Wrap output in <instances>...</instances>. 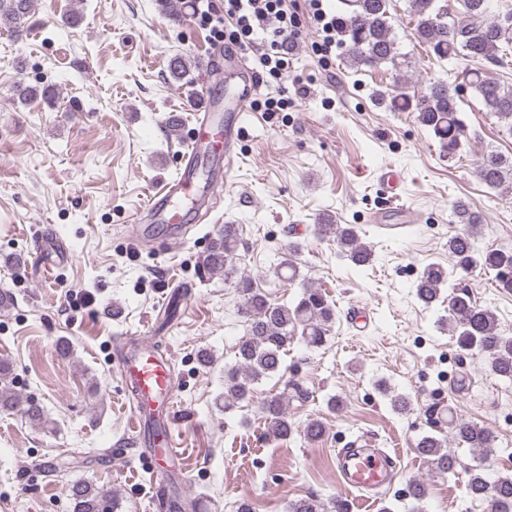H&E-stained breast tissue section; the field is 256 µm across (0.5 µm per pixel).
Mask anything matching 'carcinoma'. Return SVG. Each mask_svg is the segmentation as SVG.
<instances>
[{"label": "carcinoma", "instance_id": "1", "mask_svg": "<svg viewBox=\"0 0 512 512\" xmlns=\"http://www.w3.org/2000/svg\"><path fill=\"white\" fill-rule=\"evenodd\" d=\"M407 2L417 18L414 38L427 45L440 62L454 63L461 58L495 60L501 45L512 47V10L494 14L490 0H459L460 8L453 10L440 4V0ZM32 3L33 0H0V15L21 25L30 15ZM341 4L336 15V32L346 59L356 67L390 66L402 87L381 101L388 102V108L394 112L416 113L418 122L438 141L443 152L450 158L456 156L466 131L456 96L440 80L430 83L424 91L412 92L405 86V69L410 67V61L400 53L390 23L391 0H341ZM168 72L173 80L180 82L189 76L190 68L186 59L178 56L171 59ZM465 79L487 110L512 133V86L501 85L478 68L466 70ZM475 173L485 186L498 190L506 179H512V158L490 151L482 156ZM454 212L457 222L466 229L448 237L453 267L448 270L436 263L425 266L415 283L416 297L430 308L440 301L442 290L448 289V325L455 332L459 349L478 352L487 359L493 373L512 379V336L501 332L494 311L474 302L454 278L456 272L468 273L481 268L495 272L498 287L512 292V251L480 248L479 213L461 201L455 203ZM316 231L336 241L338 253L355 266L365 267L372 261V248L361 240L354 225L334 224L324 218L316 225ZM238 244V229L226 224L224 232L212 241L203 261L206 269L224 272V280L236 288L242 299L240 313L246 322L236 364L224 368L222 399L226 412L249 401L255 384L283 375V355L289 344L299 340L311 348H320L336 322V307L319 288L303 287L302 293L288 304L272 301L240 271ZM276 274L292 282L299 277V269L292 259L284 256L276 266ZM378 389L389 398L392 409H407V399L391 393L385 381H378ZM307 398V389L296 382L285 384L283 390L267 397L261 406L265 434L278 440L287 439L294 432L288 419V405L294 401L303 403ZM19 406L35 425L47 424L39 405L21 403L10 393L0 392V408ZM451 429L455 439L473 450L483 451L494 445L492 431L476 423L457 420ZM324 432V423L317 418L308 419L303 427V436L310 442L321 439ZM416 448L427 459L431 472L438 476L453 475L464 467L448 451V439L444 437L424 435L418 439ZM466 472L472 497L488 502L491 512H512V475H501L490 481L479 465L466 468ZM69 499L73 512H115L116 509L115 500L89 481L74 482L69 487ZM287 512H348V508L340 499L329 505L310 495L289 502Z\"/></svg>", "mask_w": 512, "mask_h": 512}]
</instances>
